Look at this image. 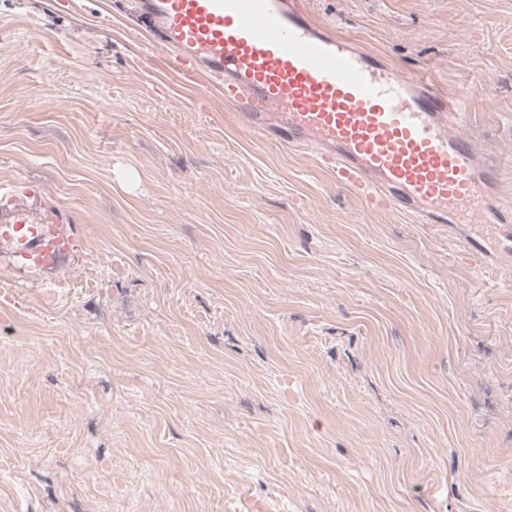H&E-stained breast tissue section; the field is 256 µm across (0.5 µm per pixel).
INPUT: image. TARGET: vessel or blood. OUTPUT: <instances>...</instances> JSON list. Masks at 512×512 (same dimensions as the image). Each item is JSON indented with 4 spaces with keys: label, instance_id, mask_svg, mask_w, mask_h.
Here are the masks:
<instances>
[{
    "label": "vessel or blood",
    "instance_id": "b4317fda",
    "mask_svg": "<svg viewBox=\"0 0 512 512\" xmlns=\"http://www.w3.org/2000/svg\"><path fill=\"white\" fill-rule=\"evenodd\" d=\"M138 16L167 51L174 73L221 88L264 138L321 160L356 186L422 224H464L471 249L512 273V201L488 202L500 167L455 133L470 91L449 93L388 66L315 21L303 0H138ZM31 181L0 192V288L73 265L75 218L55 206L26 207Z\"/></svg>",
    "mask_w": 512,
    "mask_h": 512
}]
</instances>
